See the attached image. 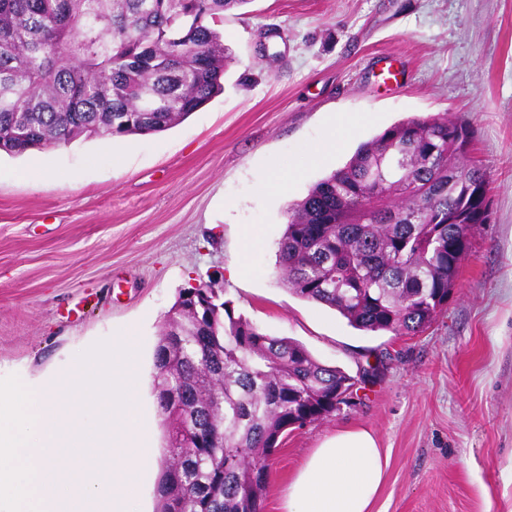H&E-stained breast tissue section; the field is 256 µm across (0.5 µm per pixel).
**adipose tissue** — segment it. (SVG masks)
<instances>
[{"label": "adipose tissue", "mask_w": 512, "mask_h": 512, "mask_svg": "<svg viewBox=\"0 0 512 512\" xmlns=\"http://www.w3.org/2000/svg\"><path fill=\"white\" fill-rule=\"evenodd\" d=\"M389 456L364 427L336 431L289 482L281 512H374Z\"/></svg>", "instance_id": "ef3b65f1"}]
</instances>
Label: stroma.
Returning a JSON list of instances; mask_svg holds the SVG:
<instances>
[{
	"instance_id": "obj_1",
	"label": "stroma",
	"mask_w": 512,
	"mask_h": 512,
	"mask_svg": "<svg viewBox=\"0 0 512 512\" xmlns=\"http://www.w3.org/2000/svg\"><path fill=\"white\" fill-rule=\"evenodd\" d=\"M219 30L224 90L180 123L108 153L85 137L0 153V377L63 370L134 326L153 378L180 288L211 280L235 315L357 379L336 412L285 435L263 512L353 426L390 453L378 512H512V0H251ZM388 67L400 83L383 82ZM429 115L470 131L490 174L485 216L430 327L361 331L280 282L286 211L362 143ZM45 157L55 175L41 180ZM273 168L295 174L285 194L258 184Z\"/></svg>"
}]
</instances>
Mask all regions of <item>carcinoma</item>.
I'll return each mask as SVG.
<instances>
[{
	"label": "carcinoma",
	"mask_w": 512,
	"mask_h": 512,
	"mask_svg": "<svg viewBox=\"0 0 512 512\" xmlns=\"http://www.w3.org/2000/svg\"><path fill=\"white\" fill-rule=\"evenodd\" d=\"M251 0H0V150L166 130L224 90L216 23ZM458 124L413 117L361 145L288 206L277 262L287 289L367 332L416 334L448 302L488 185ZM170 422L159 512H263L290 429L336 411L352 376L300 342L234 317L212 287L178 293L155 350Z\"/></svg>",
	"instance_id": "obj_1"
}]
</instances>
